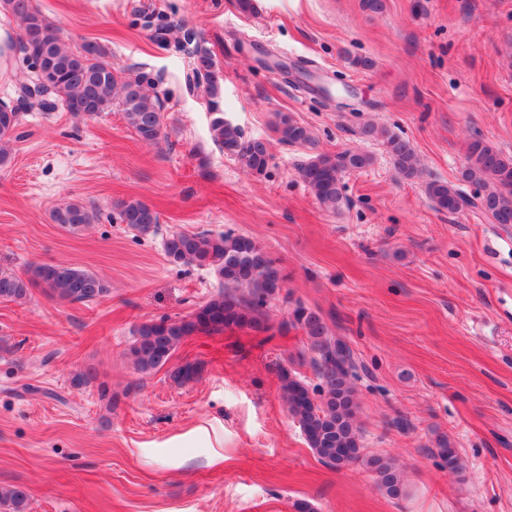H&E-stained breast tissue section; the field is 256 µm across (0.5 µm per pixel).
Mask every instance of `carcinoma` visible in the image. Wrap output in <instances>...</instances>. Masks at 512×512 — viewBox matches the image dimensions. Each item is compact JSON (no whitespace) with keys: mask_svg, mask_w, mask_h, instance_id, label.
Wrapping results in <instances>:
<instances>
[{"mask_svg":"<svg viewBox=\"0 0 512 512\" xmlns=\"http://www.w3.org/2000/svg\"><path fill=\"white\" fill-rule=\"evenodd\" d=\"M16 22L21 48L38 73L31 86L21 90V100L41 108L62 107L75 116L109 112L118 105L123 117L140 139L153 144L164 136L163 101L156 79L147 72L122 79L107 60V50L95 42H85L74 51L66 46L39 9L36 0H0ZM177 25L158 20L154 41L194 57L193 74L207 83L208 107L215 114L211 124L214 142L224 155L236 159L253 174H263L271 159L270 143L248 137L243 129L224 117L220 87L212 77L214 61L196 34L184 32V40L170 42ZM18 107L0 102V168L11 163ZM272 128L278 141L289 145L312 142L310 129L283 112L275 114ZM362 137L381 140L400 176L409 182L423 179L424 170L414 146L389 129L367 122L359 128ZM372 157L359 150H343L334 155L319 154L299 168V176L321 207L336 211L346 200L345 174L364 169ZM461 180L477 186L467 197L454 186L440 181L425 182L429 198L440 211L457 214L474 208L494 224H512V155L503 153L481 137L468 147ZM118 220L142 234L156 230L159 215L140 200L117 205ZM51 220L75 234L93 223L94 215L79 201L63 202L51 211ZM164 252L173 264L205 268L219 279V293L195 312L180 319L163 318L135 327V339L127 355L135 369L150 374L165 366L179 346L200 332L222 333L226 328L271 330L268 307L280 296L284 276L278 261L253 238L232 231L212 233L174 232L164 241ZM61 302L91 303L110 293L109 285L95 273L65 263L33 262L21 272L0 271V299L24 304L31 289ZM279 329L300 330L305 349L276 365L282 396L288 413L299 425L306 443L328 468L338 470L365 460L376 474L377 485L391 498L402 493L401 475L387 458L362 454V428L357 420V386L361 375H369L365 363L346 339L333 334L322 314L297 302L289 308L288 319ZM309 365L317 379L310 386L294 370ZM438 456L450 471L461 469L456 449L447 439L437 441ZM29 495L18 486L0 488V504L11 512H26Z\"/></svg>","mask_w":512,"mask_h":512,"instance_id":"carcinoma-1","label":"carcinoma"}]
</instances>
